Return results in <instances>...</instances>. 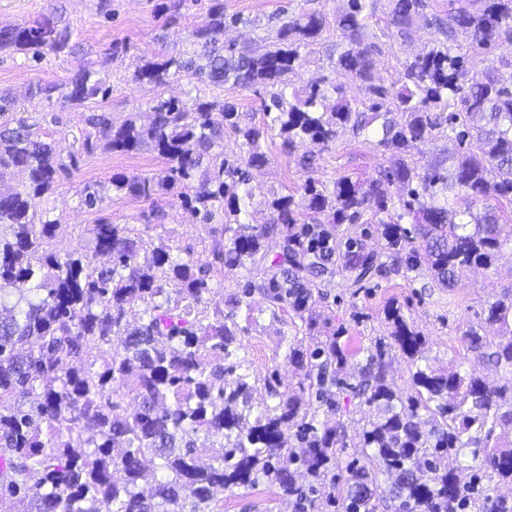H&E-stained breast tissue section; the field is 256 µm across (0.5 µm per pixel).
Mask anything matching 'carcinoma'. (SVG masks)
Returning <instances> with one entry per match:
<instances>
[{
  "label": "carcinoma",
  "mask_w": 512,
  "mask_h": 512,
  "mask_svg": "<svg viewBox=\"0 0 512 512\" xmlns=\"http://www.w3.org/2000/svg\"><path fill=\"white\" fill-rule=\"evenodd\" d=\"M448 21L437 23L443 39L403 63L396 89L375 78L365 20L376 0H347L336 19L341 51L334 70L364 86L360 110L343 87L326 77L286 95L299 49L316 44L326 19L301 11L285 21L271 45H224V4L210 0L203 24L190 34L192 49L156 54L132 76L135 84L162 85L186 77L205 87L226 83L270 90L263 111L288 151L327 146L347 127L363 132L381 122L379 144L393 164L364 181L348 176L332 186L308 181L300 201L284 195L267 202L269 218L250 220V169L268 162L264 130L246 124L235 107L217 96L188 105L158 98L148 122L140 113L116 126L106 113L87 119V149L109 152L144 148L166 163L165 175L112 178V191L150 196L176 183L182 204L203 224L224 221L214 240L219 271L265 265L263 277L227 294L224 308L207 311L210 270L191 255L173 254L160 240L147 242L125 224H95L92 255H61L49 249L56 224L36 218L29 198L48 193L67 168L56 143L42 139L23 118L0 124V174L12 171L22 189L0 193V512L17 497L30 512H210L217 489L269 483L304 502V512H381L388 498L406 512H512V499L495 494L512 486V293L489 304L483 321L462 339L482 364L509 372L490 384L477 370L421 365L425 340L400 309L386 312L390 343L378 339L364 363H349L340 337L304 350L291 347L288 363L302 373L298 390H280L274 376L242 370L240 339L257 321L252 296L278 319L290 309L312 325L313 289L341 268L354 284L374 276L417 272L451 288L472 268H490L512 226L504 211L455 208L457 191L473 201L512 204V58L491 62L458 84L469 54L454 51L456 34L469 33L479 53L501 38L512 39V0H457ZM390 24L409 38L425 0H389ZM70 31L53 16L0 28V51L41 56L59 52ZM111 89L85 70L63 95L74 108L107 98ZM461 113L444 116L451 106ZM239 152H224V131ZM445 136L459 150L420 168L415 155L426 141ZM405 193L393 197L390 187ZM387 215L362 221L371 207ZM325 216L300 223L301 209ZM413 220L412 228L401 224ZM352 224L340 238L337 228ZM380 234L385 254L369 248ZM280 251L269 255L267 241ZM150 253L145 263L140 254ZM109 262L99 265L96 257ZM142 308L137 322L133 307ZM244 317L246 325L239 323ZM495 335H487V329ZM409 364L408 389L389 380L387 349ZM263 389L273 404L254 412ZM349 390L373 409L355 447L342 462L346 424L337 392ZM223 440L222 454L202 466L195 455L198 433ZM469 455L483 476L448 462ZM308 479V491L298 487Z\"/></svg>",
  "instance_id": "carcinoma-1"
}]
</instances>
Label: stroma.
Masks as SVG:
<instances>
[{
	"instance_id": "obj_1",
	"label": "stroma",
	"mask_w": 512,
	"mask_h": 512,
	"mask_svg": "<svg viewBox=\"0 0 512 512\" xmlns=\"http://www.w3.org/2000/svg\"><path fill=\"white\" fill-rule=\"evenodd\" d=\"M167 0H0V27L34 21L48 14L58 15L71 38L68 48L47 54L42 60L24 52L0 53V97L13 102L12 112L0 114V123L24 118L37 134L54 139L62 159L68 160L59 172L50 194L33 198L36 215L57 224L50 242L63 253L83 254L92 248L90 229L106 220L125 224L146 241L168 240L174 250L190 253L197 264L213 262L214 234L211 225L199 223L186 210L176 194L159 192L149 197L120 195L112 190L118 174L146 179L160 177L166 163L157 153L142 150L131 154L85 150L82 134L87 128L89 110L106 112L113 124H122L132 113L146 111L150 100L176 97L189 100L196 94L195 81L181 79L163 86L135 84L130 80L136 67L154 54L177 55L190 48V32L205 19L206 9L196 6L174 14L165 11ZM424 16L418 19L410 38L404 39L388 23V0H378L377 9L367 21L377 48L374 52L376 75L385 84L401 86L403 63L437 39L429 19L447 17L449 0H426ZM224 12L240 16L241 22L226 27L223 41L240 45L256 39L274 42L288 15L299 10L316 12L327 19L314 50H301L294 70L288 76L290 87L300 89L329 74L327 56L340 41L336 18L346 8V0H223ZM92 71L95 79L112 87L108 99H93L87 109L66 107L62 99L45 100L33 95L36 85H67L81 71ZM372 133H339L327 147H314L311 165H304L300 152H286L278 130L265 133L263 149L266 165L253 169L254 220L268 217L266 203L276 195H300L307 179L333 184L336 178H366L389 168L392 155L377 144ZM102 198L98 207L82 202L85 188ZM512 290V245H506L490 269L474 268L453 288L435 285L427 271L392 275L378 283L357 288L348 273L337 274L315 297V331L296 325L292 311L280 320L261 315L242 338L239 356L257 376L276 374L282 388H296L300 375L286 359L289 343L302 347L339 335L350 360L363 359L365 350L376 339L387 336L385 313L399 307L408 321L426 339L424 355L435 366L469 368L474 356L468 353L462 334L477 322L491 302ZM281 491L267 484L238 487L216 492L211 512H286Z\"/></svg>"
}]
</instances>
